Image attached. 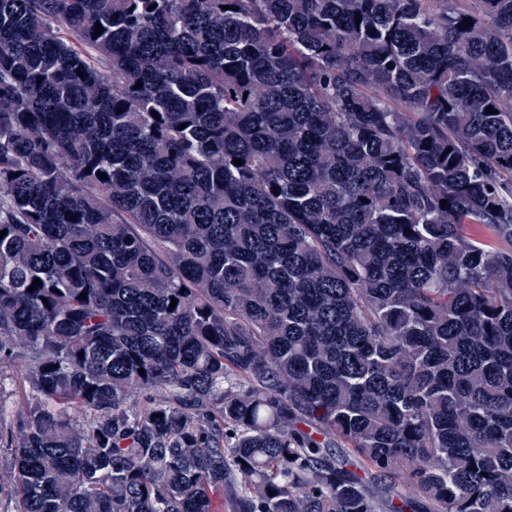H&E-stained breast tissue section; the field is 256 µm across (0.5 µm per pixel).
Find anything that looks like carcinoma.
Wrapping results in <instances>:
<instances>
[{"mask_svg": "<svg viewBox=\"0 0 512 512\" xmlns=\"http://www.w3.org/2000/svg\"><path fill=\"white\" fill-rule=\"evenodd\" d=\"M3 230L13 512H512V0H0Z\"/></svg>", "mask_w": 512, "mask_h": 512, "instance_id": "obj_1", "label": "carcinoma"}]
</instances>
